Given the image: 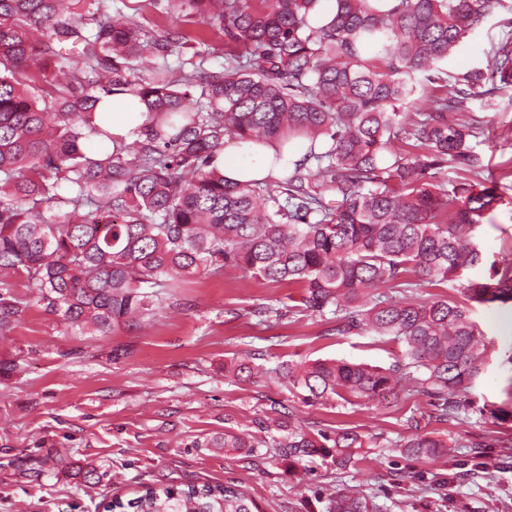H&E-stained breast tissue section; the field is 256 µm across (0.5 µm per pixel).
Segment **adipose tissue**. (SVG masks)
<instances>
[{
	"label": "adipose tissue",
	"mask_w": 512,
	"mask_h": 512,
	"mask_svg": "<svg viewBox=\"0 0 512 512\" xmlns=\"http://www.w3.org/2000/svg\"><path fill=\"white\" fill-rule=\"evenodd\" d=\"M93 122L109 129L114 139L126 144L144 139L149 125L145 103L130 92L102 98ZM309 146L306 138L286 144L276 139H237L216 155L214 164L228 181L263 184L284 177L295 163L304 159Z\"/></svg>",
	"instance_id": "adipose-tissue-1"
}]
</instances>
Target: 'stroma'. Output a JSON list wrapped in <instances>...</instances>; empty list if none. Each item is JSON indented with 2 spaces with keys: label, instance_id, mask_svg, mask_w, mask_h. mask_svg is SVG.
I'll use <instances>...</instances> for the list:
<instances>
[{
  "label": "stroma",
  "instance_id": "obj_1",
  "mask_svg": "<svg viewBox=\"0 0 512 512\" xmlns=\"http://www.w3.org/2000/svg\"><path fill=\"white\" fill-rule=\"evenodd\" d=\"M167 0H108V13L145 30L166 26ZM512 32V0H502L448 64L461 73L485 65ZM484 134L475 145L500 202L472 233L482 262L467 275L488 277L512 257V92L470 103ZM22 313L0 335V512H105L146 486L233 484L261 512H326L339 485L362 489L380 512H512V303L471 304L485 364L460 420L431 423L448 440L423 461L388 450L407 433L414 406L426 398L387 396L367 404L310 405L285 371L305 359L388 367L403 345L392 337L339 335L332 313L309 312L295 283H261L227 268L203 272L162 291L163 308L106 335L72 326L50 311L27 282L9 275ZM261 307L279 317L260 321ZM252 376H236L234 365ZM289 411L314 429L345 428L376 437L347 470L314 458L305 496L271 448L228 453L213 447L224 434L256 429L272 411ZM485 441L481 457L467 444ZM95 465L106 477L86 483Z\"/></svg>",
  "mask_w": 512,
  "mask_h": 512
}]
</instances>
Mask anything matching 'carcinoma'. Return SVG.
<instances>
[{"label":"carcinoma","instance_id":"cac0c4a2","mask_svg":"<svg viewBox=\"0 0 512 512\" xmlns=\"http://www.w3.org/2000/svg\"><path fill=\"white\" fill-rule=\"evenodd\" d=\"M501 0H337L316 24L318 0H168V13L195 19L160 34L105 0H0V273L22 277L47 307L102 334L153 316V288L202 271L239 268L262 281L299 283L305 309H332L336 333L391 336L402 360L386 369L335 360L288 367L310 402L355 404L396 390L431 409L409 417L411 433L390 443L411 458L447 444L422 422L459 419L485 349L470 309L454 299L421 301L410 275L458 283L479 304L512 302V260L489 280L461 282L482 255L472 240L501 196L481 181L472 142L483 135L468 102L512 90V34L485 68L456 75L439 67ZM224 36V66L192 63L179 81L148 58ZM49 74L36 95L31 70ZM131 91L155 123L135 146L108 145L92 125L102 97ZM195 99L196 107L186 102ZM325 140L293 170L264 185L233 183L213 165L224 136ZM403 143L406 148L395 149ZM466 177L448 184L444 168ZM0 281V335L20 316ZM253 434H224L216 448L267 445L298 462L325 448L346 468L371 438L288 421ZM132 512H260L233 485L150 486L108 505ZM328 512H378L363 492L329 495Z\"/></svg>","mask_w":512,"mask_h":512}]
</instances>
